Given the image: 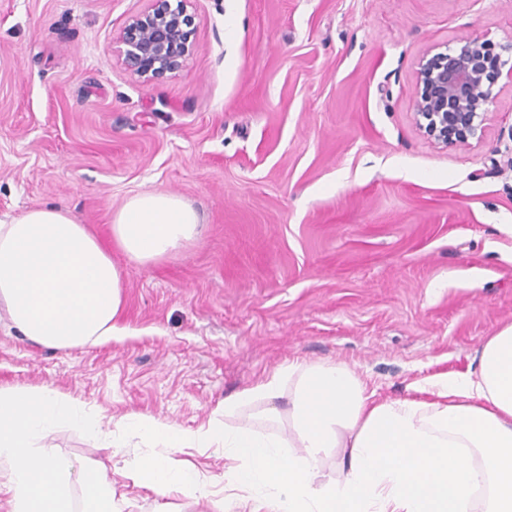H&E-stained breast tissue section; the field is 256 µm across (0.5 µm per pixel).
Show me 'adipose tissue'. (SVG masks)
<instances>
[{
  "mask_svg": "<svg viewBox=\"0 0 512 512\" xmlns=\"http://www.w3.org/2000/svg\"><path fill=\"white\" fill-rule=\"evenodd\" d=\"M198 213L180 197L146 192L112 218V240L144 265L196 241ZM122 271L86 225L59 208L0 219V311L27 341L73 349L119 335ZM430 398L382 399L346 365L288 364L224 400L232 418L261 407L289 434L250 425L184 429L141 413L102 419L44 385L0 387V487L9 512H113L112 473L61 461L47 441L77 428L101 450L126 436L183 451L223 449L226 489L249 493L250 512H512V325L489 337L469 370L428 381ZM339 474L316 482L328 449ZM122 477L160 497L214 500L212 482L166 456L127 463ZM81 498H74V489Z\"/></svg>",
  "mask_w": 512,
  "mask_h": 512,
  "instance_id": "1",
  "label": "adipose tissue"
}]
</instances>
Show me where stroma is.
<instances>
[{"mask_svg":"<svg viewBox=\"0 0 512 512\" xmlns=\"http://www.w3.org/2000/svg\"><path fill=\"white\" fill-rule=\"evenodd\" d=\"M151 0H0V219L69 211L124 270L112 342L52 349L0 320V387L48 385L102 416L223 422L278 367L341 362L383 398L462 374L512 325V77L482 139L419 130V63L512 42V0H188L176 73L147 82L119 36ZM159 191L201 239L146 265L111 218ZM116 469L80 432L49 441Z\"/></svg>","mask_w":512,"mask_h":512,"instance_id":"stroma-1","label":"stroma"}]
</instances>
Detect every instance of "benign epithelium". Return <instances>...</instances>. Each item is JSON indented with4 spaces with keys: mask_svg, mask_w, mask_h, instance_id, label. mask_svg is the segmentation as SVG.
Segmentation results:
<instances>
[{
    "mask_svg": "<svg viewBox=\"0 0 512 512\" xmlns=\"http://www.w3.org/2000/svg\"><path fill=\"white\" fill-rule=\"evenodd\" d=\"M187 0H152V7L133 16L120 35L127 66L146 82L177 72L192 48L196 16ZM479 36L422 59L416 78L415 119L438 144H466L481 138L484 114L493 86L509 60L512 43L500 47Z\"/></svg>",
    "mask_w": 512,
    "mask_h": 512,
    "instance_id": "1",
    "label": "benign epithelium"
}]
</instances>
